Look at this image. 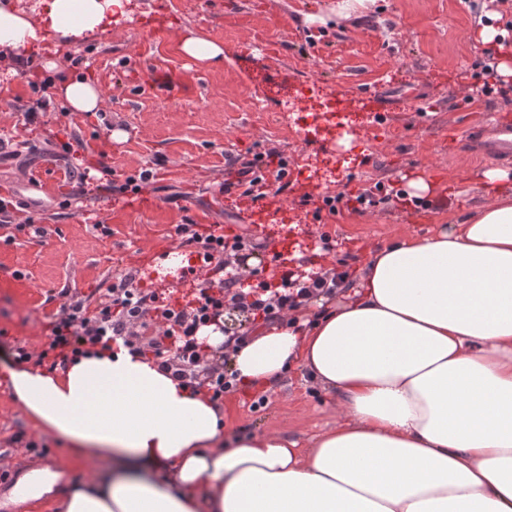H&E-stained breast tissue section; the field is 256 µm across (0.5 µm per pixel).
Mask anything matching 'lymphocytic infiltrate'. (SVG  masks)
I'll return each instance as SVG.
<instances>
[{
  "mask_svg": "<svg viewBox=\"0 0 512 512\" xmlns=\"http://www.w3.org/2000/svg\"><path fill=\"white\" fill-rule=\"evenodd\" d=\"M177 232L214 260L258 248L255 238L247 234H218L191 223L178 225ZM348 276L343 270L301 282L286 271L278 288L262 287L243 294L236 291L231 278L217 284L206 282L187 311L153 306L152 291L140 287L135 275L128 272L117 276L97 305H90L88 296L68 295L48 325L41 350L33 353L17 344L11 349V360L54 371L80 358L123 348L130 355L153 360L190 390L206 389L211 401L219 403L225 394L236 390L237 374L226 362L210 361L200 336L202 328L219 325L228 306L248 311L256 322L285 319L310 298L335 293Z\"/></svg>",
  "mask_w": 512,
  "mask_h": 512,
  "instance_id": "obj_1",
  "label": "lymphocytic infiltrate"
}]
</instances>
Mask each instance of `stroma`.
<instances>
[{
  "mask_svg": "<svg viewBox=\"0 0 512 512\" xmlns=\"http://www.w3.org/2000/svg\"><path fill=\"white\" fill-rule=\"evenodd\" d=\"M337 0H133L130 19L107 37L57 46L75 73L89 76L104 104L71 112L55 90L41 91L40 62L0 75V469L19 481L28 468L60 473L65 491L103 476L107 461L78 464L68 442L26 415L9 386L5 354L15 342L39 350L66 295L105 294L136 271L160 300L188 306L201 281L159 269L160 255L188 259L178 224H217L264 244L288 243L281 260L298 276L346 261L357 274L372 248L408 234L463 223L482 201L484 160L459 145L486 113L512 122V79L472 37L476 18L501 14L512 31V0H374L366 13L336 14ZM221 44L210 64L185 55L186 30ZM276 42L279 54L263 47ZM341 101V133L308 132L307 111ZM39 119L28 123L30 108ZM269 150L288 159L284 188L255 200L236 187L243 162ZM153 173L141 191L128 176ZM426 173L433 194L405 201L408 181ZM384 186L361 212L317 213L324 195ZM45 229L32 233V225ZM333 248L324 251L322 234ZM237 288L279 273L262 250L246 261ZM251 410L254 391L225 395L224 428L275 433L307 443L335 425L329 396L290 368ZM45 442L40 456L12 444L16 432Z\"/></svg>",
  "mask_w": 512,
  "mask_h": 512,
  "instance_id": "1",
  "label": "stroma"
}]
</instances>
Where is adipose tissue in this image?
Returning a JSON list of instances; mask_svg holds the SVG:
<instances>
[{"mask_svg":"<svg viewBox=\"0 0 512 512\" xmlns=\"http://www.w3.org/2000/svg\"><path fill=\"white\" fill-rule=\"evenodd\" d=\"M130 3L38 0L26 12L0 0V52L21 62L47 38L110 32ZM43 68L61 73L71 111L100 107L67 58ZM479 181L466 223L373 249L346 300L318 297L228 348L244 385L269 386L293 363L335 395L336 424L309 447L225 432L205 392L125 353L60 376L11 371L39 426L81 461L111 463L62 512H512V169Z\"/></svg>","mask_w":512,"mask_h":512,"instance_id":"1","label":"adipose tissue"}]
</instances>
